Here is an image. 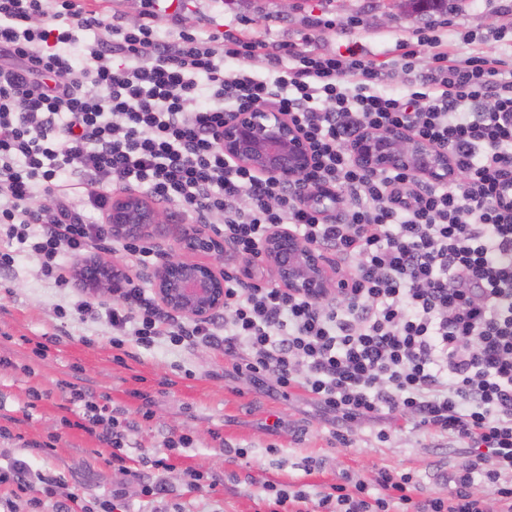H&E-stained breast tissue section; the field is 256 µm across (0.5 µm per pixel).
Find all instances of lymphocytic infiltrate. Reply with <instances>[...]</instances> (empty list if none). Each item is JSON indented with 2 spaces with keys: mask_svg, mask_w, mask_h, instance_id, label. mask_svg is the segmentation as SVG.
<instances>
[{
  "mask_svg": "<svg viewBox=\"0 0 512 512\" xmlns=\"http://www.w3.org/2000/svg\"><path fill=\"white\" fill-rule=\"evenodd\" d=\"M160 2L144 0L142 23L106 26L86 0H0V240L69 287L67 258L109 238L112 193L133 188L198 223L223 214L244 261L276 228L333 252L352 285L342 297L249 288L229 272L223 312L203 321L178 320L138 288L59 313L105 319L146 346L223 350L236 372L301 391L331 416L342 447L365 423L382 442L408 428L469 451L444 474V496L420 494L409 472L382 469L371 483L345 472L313 494L265 483L268 512H486L484 486L497 512H512V66L495 50L452 56L434 41L433 66L408 93L386 94L384 70L359 47L297 53L234 27L186 25L177 12L171 39L151 24ZM102 26L109 39L85 44L76 65L68 45ZM229 59L246 69L226 71ZM256 105L306 138L313 165L299 182L225 157V117ZM368 128L447 152L448 181L360 167L347 146ZM312 191L336 194V212L315 211ZM71 395L81 429L124 464L108 406L78 387Z\"/></svg>",
  "mask_w": 512,
  "mask_h": 512,
  "instance_id": "lymphocytic-infiltrate-1",
  "label": "lymphocytic infiltrate"
}]
</instances>
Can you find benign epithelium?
<instances>
[{
	"label": "benign epithelium",
	"mask_w": 512,
	"mask_h": 512,
	"mask_svg": "<svg viewBox=\"0 0 512 512\" xmlns=\"http://www.w3.org/2000/svg\"><path fill=\"white\" fill-rule=\"evenodd\" d=\"M224 156L259 176L298 181L312 166L307 140L288 116L265 106L236 112L224 122L220 138ZM356 162L367 170H407L434 182L449 178L448 155L400 130H366L350 146ZM112 238L149 240L165 227V211L132 192L118 193L106 212ZM177 248L161 250L147 274L156 300L165 312L206 320L224 310V253L231 243L207 232L201 224L176 229ZM261 266L277 287L324 300L345 287L333 277L335 262L314 246L285 230L272 232L261 249ZM123 271L109 260L90 258L78 266L75 283L88 291L112 294L123 287Z\"/></svg>",
	"instance_id": "7a95c632"
}]
</instances>
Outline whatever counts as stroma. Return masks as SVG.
<instances>
[{
  "instance_id": "35a3bbf8",
  "label": "stroma",
  "mask_w": 512,
  "mask_h": 512,
  "mask_svg": "<svg viewBox=\"0 0 512 512\" xmlns=\"http://www.w3.org/2000/svg\"><path fill=\"white\" fill-rule=\"evenodd\" d=\"M190 24H219L246 30L252 37L307 47L316 34L321 53L339 55L362 46L367 57L385 66L387 89L402 93L416 73L431 64L422 38H437L448 51L468 56L494 47V33L512 32V15L496 0H459L445 13L394 12L389 0H175ZM333 20L330 29L312 30L313 19ZM415 50L413 70L399 60ZM73 296L45 279L25 254L12 271L0 275V472L14 461L27 464L30 489L13 495L0 484V501L11 512H54L57 501L77 493L82 512H100L102 501L122 492L130 512H151L135 471L143 455L186 435L187 447L169 452L163 477L169 493L166 512H261L265 481L313 493L349 471L369 477L377 469L413 473L428 490L444 493L440 466L463 460V449L447 440L407 430L378 441L365 426L353 428V445L336 444L331 420L302 393L274 392L275 380L254 383L237 373L222 352L198 344L186 348H146L132 340L112 342V331L98 320L60 319L57 310ZM107 398L118 419L130 420L123 434L129 458L109 463V450L73 427L80 411L69 384ZM49 443L46 451L36 443ZM242 448L246 457L226 456ZM215 478L213 490L191 491L186 470ZM57 483L55 496L42 492V479Z\"/></svg>"
}]
</instances>
